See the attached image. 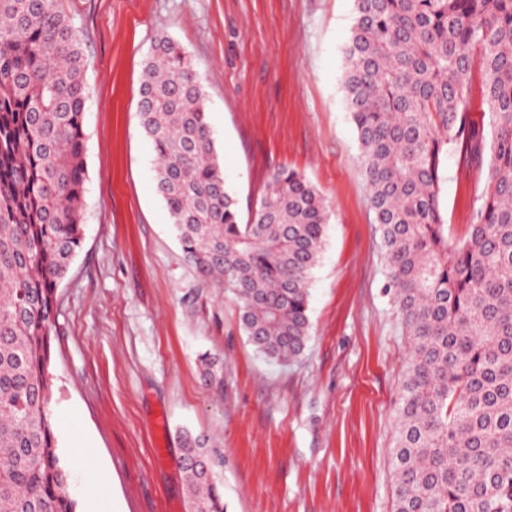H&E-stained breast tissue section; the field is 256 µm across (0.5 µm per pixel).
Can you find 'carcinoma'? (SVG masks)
I'll return each mask as SVG.
<instances>
[{
    "label": "carcinoma",
    "instance_id": "carcinoma-1",
    "mask_svg": "<svg viewBox=\"0 0 512 512\" xmlns=\"http://www.w3.org/2000/svg\"><path fill=\"white\" fill-rule=\"evenodd\" d=\"M342 86L409 351L392 458L395 512H512V0H354ZM83 33L61 0H0V512H75L49 408V323L82 243ZM480 81L482 112L472 116ZM140 125L187 257L224 281L243 330L286 362L310 337V283L331 210L281 169L248 206L224 180L206 95L161 37ZM489 159L460 245L443 159ZM222 388L218 365L201 356ZM192 512H224L206 441L186 433Z\"/></svg>",
    "mask_w": 512,
    "mask_h": 512
}]
</instances>
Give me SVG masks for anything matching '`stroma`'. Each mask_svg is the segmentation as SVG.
<instances>
[{"instance_id":"35a3bbf8","label":"stroma","mask_w":512,"mask_h":512,"mask_svg":"<svg viewBox=\"0 0 512 512\" xmlns=\"http://www.w3.org/2000/svg\"><path fill=\"white\" fill-rule=\"evenodd\" d=\"M84 34V237L50 326L57 453L76 512L95 467L107 512H188L182 435L206 452L227 512H394L391 450L409 348L368 206L342 88L353 0H62ZM168 36L192 57L240 207L282 168L332 207L298 360L250 344L223 287L188 259L140 126L143 66ZM441 205L464 239L486 171L444 160ZM223 363V392L199 357Z\"/></svg>"}]
</instances>
